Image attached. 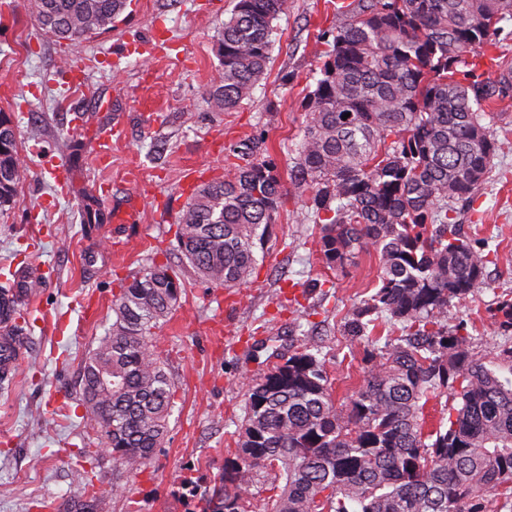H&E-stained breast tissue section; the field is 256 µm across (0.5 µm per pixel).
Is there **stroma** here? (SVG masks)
Segmentation results:
<instances>
[{
    "mask_svg": "<svg viewBox=\"0 0 512 512\" xmlns=\"http://www.w3.org/2000/svg\"><path fill=\"white\" fill-rule=\"evenodd\" d=\"M235 2L131 0L115 28L75 43L46 34L26 0L0 11V113L14 121L30 167L16 206L0 213V286L4 270L31 263L46 276L24 304L31 348L13 384L0 390V512L66 505L80 471L99 494V512H203L243 416L242 383L257 369L251 354L265 338L261 323L274 322L284 351L302 335L287 296L299 295L314 324L337 403L367 374L366 349L346 336L343 316L373 294L377 256L363 251L344 270L327 268L301 197L285 196L256 278L234 293L197 277L177 250V215L193 187L185 169L201 167L204 181L223 177L238 160L234 148L247 142L255 146L251 161L274 160L289 183L301 101L326 49L319 32L342 19L332 0H291L265 79L236 111L216 112L204 91ZM65 58L87 74L86 85L60 81ZM78 112L83 121H75ZM486 122L500 148L475 207L455 208L461 224H478L480 237L498 247L500 260L453 310L482 352L508 338L486 310L512 291V96L495 103ZM57 159L68 168L62 185L52 170ZM135 191L132 223L114 225L115 207ZM117 233L130 249L107 257L103 248ZM155 263L179 269L184 282L177 309L153 337L175 407L150 465L125 477L116 495L112 456L86 421L78 390L85 357L112 322L114 296ZM316 279L332 289L313 287Z\"/></svg>",
    "mask_w": 512,
    "mask_h": 512,
    "instance_id": "stroma-1",
    "label": "stroma"
}]
</instances>
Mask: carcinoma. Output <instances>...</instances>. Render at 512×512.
<instances>
[{
  "mask_svg": "<svg viewBox=\"0 0 512 512\" xmlns=\"http://www.w3.org/2000/svg\"><path fill=\"white\" fill-rule=\"evenodd\" d=\"M127 7L30 0L40 28L59 42L111 30ZM288 10L289 0H237L207 86L214 111H235L265 78L275 22ZM510 20L512 0H355L343 23L320 31L328 50L303 100L290 181L319 226L328 267L360 251L378 257L375 293L344 317L347 333L371 348L372 365L343 409L319 344L307 337L281 353L268 339L212 512H248L267 470L274 479L263 512H512V343L479 353L465 323L448 327L453 307L499 259L498 248L463 231L454 204L476 202L497 150L484 120L512 94V70L492 81L476 70ZM469 57L473 67L459 69ZM28 174L15 125L0 113V208L16 202ZM285 195L275 163L233 165L191 195L175 232L179 252L208 283L251 280ZM43 284L28 264L0 288V334L19 348L30 336L24 298ZM181 293L176 269L150 266L112 300V323L85 358L80 400L112 454L114 494L166 435L174 387L152 340ZM487 318L512 330V292ZM382 321L401 334L373 335ZM443 391L447 420L426 432L425 405ZM69 502L67 512H94L80 474Z\"/></svg>",
  "mask_w": 512,
  "mask_h": 512,
  "instance_id": "obj_1",
  "label": "carcinoma"
}]
</instances>
